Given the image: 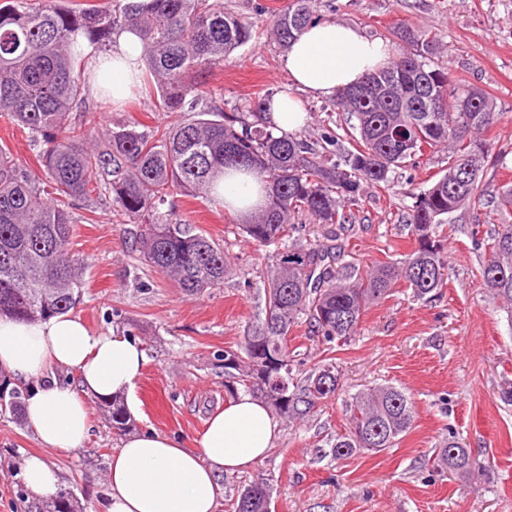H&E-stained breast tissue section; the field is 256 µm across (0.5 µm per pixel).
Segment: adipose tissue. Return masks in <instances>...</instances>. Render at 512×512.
<instances>
[{
	"label": "adipose tissue",
	"instance_id": "obj_1",
	"mask_svg": "<svg viewBox=\"0 0 512 512\" xmlns=\"http://www.w3.org/2000/svg\"><path fill=\"white\" fill-rule=\"evenodd\" d=\"M89 70L111 57L109 84L95 80L92 91L109 87L113 105H121L136 86L143 48L132 32H120L108 53L84 46ZM389 58L387 46L359 29L332 21L305 28L285 57L289 90L265 107L264 120L277 135L297 130L305 114L299 93L331 97ZM146 365L134 339L116 333H90L80 318L60 316L19 322L0 318V371L29 386L26 419L41 448L28 456L22 478L31 496L49 503L61 478L46 451L74 450L89 437L90 401L130 396ZM74 372L76 383L59 380ZM280 432L267 407L239 393L216 410L192 445L154 430L124 439L109 462L110 493L102 512H217L222 476L262 459Z\"/></svg>",
	"mask_w": 512,
	"mask_h": 512
}]
</instances>
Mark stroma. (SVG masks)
I'll list each match as a JSON object with an SVG mask.
<instances>
[{
	"mask_svg": "<svg viewBox=\"0 0 512 512\" xmlns=\"http://www.w3.org/2000/svg\"><path fill=\"white\" fill-rule=\"evenodd\" d=\"M283 0H224L231 11L256 20L254 38L226 55L206 75L205 106L230 110L278 93L288 81L285 49L268 24ZM325 21L346 23L404 50L394 35L403 25L436 33L440 68L488 91L501 118L487 134L502 163L485 178L494 198L512 186V0H320ZM85 120L107 131L134 121L142 130L170 127L176 113L160 112L141 93L118 108L100 94L89 97ZM0 146L34 178L42 171L26 130L0 117ZM448 153L426 154L397 170L390 189L366 188L362 207L348 229L331 239L315 227L308 239L335 244L331 266L366 272L379 262L411 253L415 237L407 215L414 193L429 188L447 165ZM175 218L224 248L231 270L222 286L189 297L147 263L139 248L143 225L120 212H75L73 243L87 265L81 300L73 311L95 333H127L145 350L147 363L136 383L133 431L153 429L185 442L199 434L208 416L228 401L225 351L238 349L265 306L267 270L275 246L246 241L238 218L208 201L180 192L168 199ZM471 209L462 207L444 227L449 275L438 298H417L405 282L373 304L348 342H326L308 324L293 328L288 345L304 378L332 361L341 389L301 423L281 422L273 448L244 471L224 476L217 512H231L240 489L262 477L271 488V512H512V314L480 288L483 246L471 237ZM404 388L415 409L411 429L395 447L339 458L337 433L346 427L345 403L367 388ZM88 441L76 451L51 453L62 490L83 512H100L109 486L106 472L122 438L106 413L91 410ZM456 434L483 467L466 477L441 471L435 447ZM21 415L0 408V512H24L30 496L20 475L22 459L39 451Z\"/></svg>",
	"mask_w": 512,
	"mask_h": 512,
	"instance_id": "1",
	"label": "stroma"
}]
</instances>
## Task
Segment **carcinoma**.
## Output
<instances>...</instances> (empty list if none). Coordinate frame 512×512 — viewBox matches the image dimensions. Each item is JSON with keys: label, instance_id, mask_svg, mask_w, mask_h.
<instances>
[{"label": "carcinoma", "instance_id": "obj_1", "mask_svg": "<svg viewBox=\"0 0 512 512\" xmlns=\"http://www.w3.org/2000/svg\"><path fill=\"white\" fill-rule=\"evenodd\" d=\"M318 0H286L272 19L286 47L318 19ZM256 22L224 9V0H107L81 9L56 0H0V116L28 130L40 148L49 188L33 183L0 147V316L42 320L75 309L85 266L71 247L73 208L95 194L147 226L140 239L144 258L186 295L224 283L229 265L213 240L160 207L175 192L216 201L217 178L244 172L269 184L263 205L240 224L260 246L276 245L267 274L264 317L237 350L224 351V389L261 398L290 423L301 421L335 395L334 363L315 368L303 381L293 374L288 334L305 321L326 341L346 342L376 301L404 280L419 298L446 284L448 255L439 227L461 206L484 205L487 172L500 165L483 138L500 119L489 94L454 82L435 65L438 41L421 30L394 31L407 49L363 80L336 93L328 108L347 115L353 149L339 158L297 134L278 136L261 117L263 99L246 109L197 110L208 96L205 83L188 82L252 38ZM120 30L143 45L146 81L161 112H191L173 127L141 131L133 122L98 141L96 130L74 117L86 107L90 74L78 38L101 50ZM448 149V167L428 189L413 195L409 224L416 247L397 263L378 264L364 275L324 267L329 251L298 240V222L344 227L361 206L367 186L387 188L396 169L437 148ZM480 287L512 307V224L487 243ZM24 391L0 400L18 412ZM119 434L132 426L125 404L103 401ZM348 426L336 435L342 458L395 446L414 421L410 396L381 385L346 402ZM433 462L456 476L482 465L456 437L441 443ZM271 490L258 479L244 487L233 512H267ZM49 512H79L62 492Z\"/></svg>", "mask_w": 512, "mask_h": 512}]
</instances>
